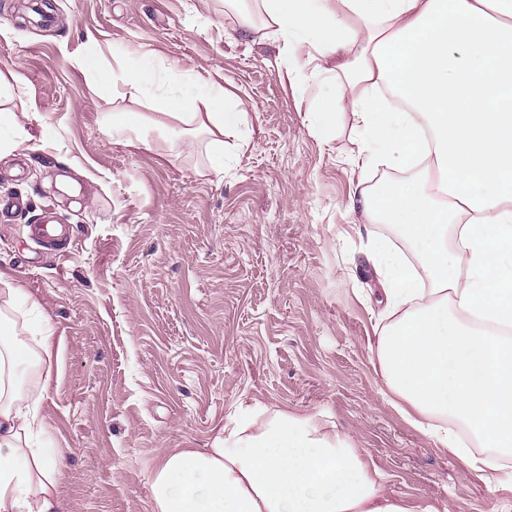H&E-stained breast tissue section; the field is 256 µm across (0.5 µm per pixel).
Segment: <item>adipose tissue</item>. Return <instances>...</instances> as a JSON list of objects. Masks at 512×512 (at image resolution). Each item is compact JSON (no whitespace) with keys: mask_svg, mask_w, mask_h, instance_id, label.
Wrapping results in <instances>:
<instances>
[{"mask_svg":"<svg viewBox=\"0 0 512 512\" xmlns=\"http://www.w3.org/2000/svg\"><path fill=\"white\" fill-rule=\"evenodd\" d=\"M263 23L295 69L310 47L344 53L363 173L412 165L419 175L362 196L373 222L392 225L428 273L421 284L388 247L375 266L395 320L376 343L388 389L432 421L442 447L487 484L512 482V339L475 322L512 325V0H262ZM169 81L154 56L124 67L130 94L161 114L180 111L206 135L214 172L224 138L245 119L221 80L192 69ZM192 85L184 95L180 85ZM407 99L389 107L380 88ZM452 203L442 206L440 196ZM37 347L0 339V512H68L58 485L62 453L34 447L41 405L59 357L50 326ZM36 367L25 384L19 368ZM464 425L491 456L468 455L442 420ZM152 512H437L390 497L381 474L349 440L309 417L277 411L257 421L238 412L206 448H173L149 480Z\"/></svg>","mask_w":512,"mask_h":512,"instance_id":"adipose-tissue-1","label":"adipose tissue"}]
</instances>
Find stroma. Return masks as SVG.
<instances>
[{
	"label": "stroma",
	"instance_id": "35a3bbf8",
	"mask_svg": "<svg viewBox=\"0 0 512 512\" xmlns=\"http://www.w3.org/2000/svg\"><path fill=\"white\" fill-rule=\"evenodd\" d=\"M0 0V271L40 304L18 307L0 283V313L17 334L48 317L60 355L42 404L41 443L66 458L70 512H151L150 474L168 448H201L237 409L311 416L350 439L388 491L438 512H512V487L490 486L396 406L369 349L387 319L367 256L374 240L417 256L389 225L349 210L355 187L406 178L380 167L357 180L351 109L337 57L301 58L291 81L258 0ZM93 51L104 72L153 54L165 65L223 77L244 112L224 139V171L204 149H153L184 119L154 112L122 83L73 64ZM30 101L6 95L14 76ZM340 111L321 143L309 112ZM144 118V145L113 134L110 117ZM67 174L80 192L60 206L48 189ZM67 225L71 241L39 246L35 224ZM370 224L372 237L354 225Z\"/></svg>",
	"mask_w": 512,
	"mask_h": 512
}]
</instances>
